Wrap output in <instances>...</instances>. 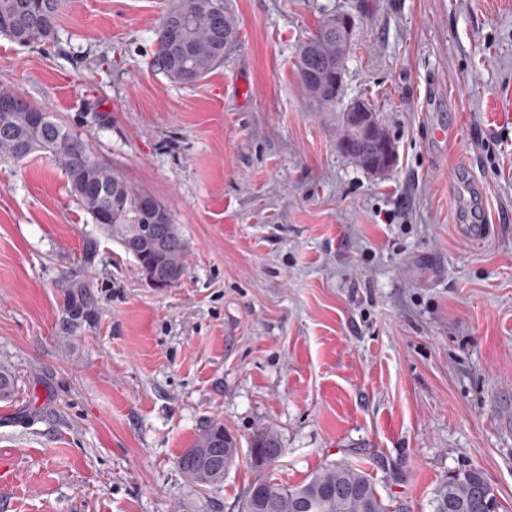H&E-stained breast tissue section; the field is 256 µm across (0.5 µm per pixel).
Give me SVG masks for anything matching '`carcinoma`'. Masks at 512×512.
I'll list each match as a JSON object with an SVG mask.
<instances>
[{
    "instance_id": "obj_1",
    "label": "carcinoma",
    "mask_w": 512,
    "mask_h": 512,
    "mask_svg": "<svg viewBox=\"0 0 512 512\" xmlns=\"http://www.w3.org/2000/svg\"><path fill=\"white\" fill-rule=\"evenodd\" d=\"M60 0H0V36L29 46L54 38ZM348 13L328 14L318 30L298 53L296 73L310 101L319 107L320 94L336 89L345 73L336 72L340 48L327 22ZM238 20L229 0H172L157 30L156 62L166 77L179 84L194 85L224 65L228 44L236 38ZM40 112L44 122H29V114ZM337 147L357 166L368 171L373 162L346 112L340 111ZM36 152L57 159L67 176L70 192L91 215L104 234L132 256L139 269L153 265L162 273L164 287L176 284L185 273L187 245L172 222L169 209L148 193L132 187L121 174L100 161L48 110L25 102L7 121L0 120V159L22 161ZM16 394L12 373L0 366V402ZM282 448L276 430L267 428L250 441V461ZM239 444L213 420L200 430L178 464L185 480L207 491L224 482L225 469L238 458ZM498 503L493 487L478 468L455 472L441 481L431 498V512H494ZM238 512H391L377 492L371 475L362 465L331 463L295 485L273 482L259 476L248 484Z\"/></svg>"
}]
</instances>
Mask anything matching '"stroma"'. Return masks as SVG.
I'll list each match as a JSON object with an SVG mask.
<instances>
[{
  "label": "stroma",
  "mask_w": 512,
  "mask_h": 512,
  "mask_svg": "<svg viewBox=\"0 0 512 512\" xmlns=\"http://www.w3.org/2000/svg\"><path fill=\"white\" fill-rule=\"evenodd\" d=\"M169 3L62 0L50 43L0 37V89L166 205L188 245L179 282L152 287L48 154L0 161V365L18 389L0 512H237L266 427L281 482L365 463L392 512H431L476 467L512 512V0H230L239 36L194 86L155 65ZM335 9L355 36L320 109L295 60ZM355 98L393 142L385 172L336 147ZM214 419L240 453L203 491L178 459ZM282 441L276 430L267 428L257 433L250 441V461L252 466L258 471H262L258 464L259 458L275 452L282 448Z\"/></svg>",
  "instance_id": "35a3bbf8"
}]
</instances>
